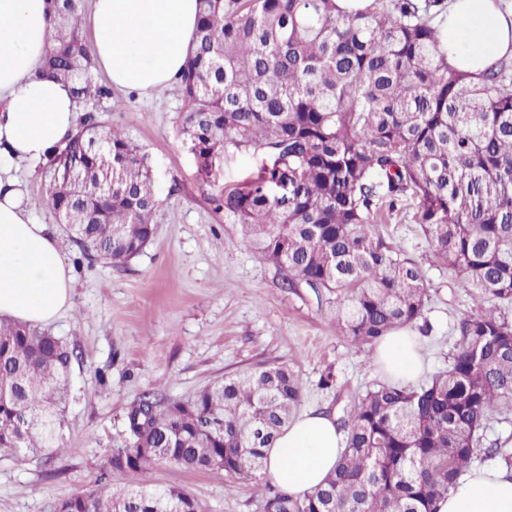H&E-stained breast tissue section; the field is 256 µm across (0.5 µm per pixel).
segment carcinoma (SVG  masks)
<instances>
[{"mask_svg": "<svg viewBox=\"0 0 512 512\" xmlns=\"http://www.w3.org/2000/svg\"><path fill=\"white\" fill-rule=\"evenodd\" d=\"M52 45L41 75L71 85L79 132L48 158L47 204L81 257L125 264L155 233L159 207L147 155L91 104L111 96L92 73L81 0H52ZM438 0H199L196 40L178 80L180 133L210 178L226 150L269 159L257 178L224 191L218 208L246 228L288 286L336 291V328L375 346L419 320L418 265L377 229L381 177L388 210L411 190L435 258L465 288L475 315L459 320L450 366L427 383L366 389L340 420L345 449L302 497L266 488V512H434L468 472L491 417L512 410V59L481 76L448 65L432 8ZM116 161L106 180L104 159ZM71 160L81 176L66 178ZM76 344L37 325L0 320V453L65 444ZM303 398L284 364L226 377L185 401L143 395L112 450L110 476L60 499L66 512H200L193 495L129 476L160 463L222 470L261 483L271 447Z\"/></svg>", "mask_w": 512, "mask_h": 512, "instance_id": "carcinoma-1", "label": "carcinoma"}]
</instances>
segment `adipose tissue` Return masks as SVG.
<instances>
[{
    "label": "adipose tissue",
    "mask_w": 512,
    "mask_h": 512,
    "mask_svg": "<svg viewBox=\"0 0 512 512\" xmlns=\"http://www.w3.org/2000/svg\"><path fill=\"white\" fill-rule=\"evenodd\" d=\"M91 54L118 89L149 95L178 77L192 46L197 0H93ZM451 67L479 75L512 56V7L448 0L438 22ZM51 38L50 0H0V317L45 324L68 308L71 271L47 225L34 223L19 163L46 157L74 134L82 107L69 86L38 77ZM390 375L412 378L416 335L392 330L374 351ZM344 447L332 417L300 415L266 451L263 477L302 496L319 487ZM436 512H512V468L473 469Z\"/></svg>",
    "instance_id": "obj_1"
}]
</instances>
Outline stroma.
<instances>
[{"label":"stroma","mask_w":512,"mask_h":512,"mask_svg":"<svg viewBox=\"0 0 512 512\" xmlns=\"http://www.w3.org/2000/svg\"><path fill=\"white\" fill-rule=\"evenodd\" d=\"M95 108L147 154L160 200L157 230L126 264L80 260L46 204L45 160L22 163L20 174L36 201L34 222L51 225L74 265L71 306L50 328L79 345L82 362L71 376L65 448L50 460L32 453L0 456V512H53L59 499L100 481L112 450L129 438L128 408L146 393L185 400L218 379L283 363L299 376L301 411L339 418L357 395L386 380L367 346L336 329L335 292L303 283L288 287L287 272L245 242L233 215L216 209L214 196L255 178L264 155L228 150L203 180L178 134L184 103L173 85L148 97L116 90ZM398 207L379 231L425 278L423 320L430 331L421 338L425 361L413 379L419 385L448 368L457 341L453 328L474 308L414 223L417 196L406 194ZM328 373L335 387H322ZM140 478L188 489L202 512H262L261 489L221 471L159 464Z\"/></svg>","instance_id":"stroma-1"}]
</instances>
